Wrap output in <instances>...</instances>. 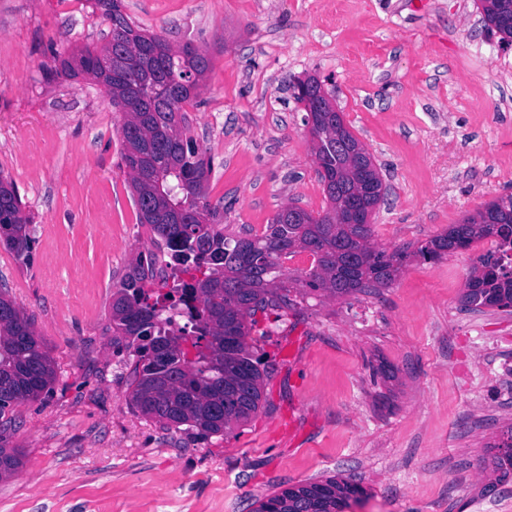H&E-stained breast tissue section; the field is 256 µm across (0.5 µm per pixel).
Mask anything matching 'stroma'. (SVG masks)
Listing matches in <instances>:
<instances>
[{
    "mask_svg": "<svg viewBox=\"0 0 512 512\" xmlns=\"http://www.w3.org/2000/svg\"><path fill=\"white\" fill-rule=\"evenodd\" d=\"M211 69L190 129L212 160L210 203L230 236L283 207L327 203L295 79L314 75L386 188L373 241L421 242L512 193V46L474 0H122ZM83 0H0V172L31 230L0 248V287L31 319L56 373L17 405L0 444V512H253L338 476L365 493L345 512H512L494 442L512 427V309L460 303L479 245L413 258L387 288L291 291L250 337L271 372L245 424L168 429L131 399L135 352L110 329L112 294L151 249L121 161L120 112L54 58L102 46Z\"/></svg>",
    "mask_w": 512,
    "mask_h": 512,
    "instance_id": "obj_1",
    "label": "stroma"
}]
</instances>
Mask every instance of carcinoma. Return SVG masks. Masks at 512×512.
<instances>
[{
	"label": "carcinoma",
	"instance_id": "cac0c4a2",
	"mask_svg": "<svg viewBox=\"0 0 512 512\" xmlns=\"http://www.w3.org/2000/svg\"><path fill=\"white\" fill-rule=\"evenodd\" d=\"M111 27L112 50L88 46L57 57L55 74L89 76L122 106V162L129 174L140 224L169 258L173 273L196 272L191 287L202 303L195 334L166 330L181 299L151 296L158 253L139 254L112 294V335L136 346L131 397L146 417L168 429L186 425L202 435L219 434L257 412L267 369L249 345L247 318L267 309H286L292 285L345 297L386 288L411 258L436 261L477 240L497 236L512 244V194L488 202L476 214L429 239L392 253L375 248L372 224L352 214L358 205L375 213L383 184L371 155L345 126L341 112L316 76L294 85L295 99L311 100L317 136L311 138L328 208L315 216L295 206L282 224L274 215L261 235L228 238L211 206L205 184L211 172L196 141L187 135L184 105L198 97L211 59L196 47L174 48L166 38L144 32L121 0H95ZM485 27L512 44V0H478ZM29 219L12 180L0 175V246L17 256L30 249ZM307 252L314 265L301 279L288 280L282 257ZM461 302L468 307L512 303V269L500 258H478ZM55 380V370L25 313L0 291V419L22 402L38 399ZM495 468L512 472V428ZM363 487L335 476L288 487L258 502L255 512H343Z\"/></svg>",
	"mask_w": 512,
	"mask_h": 512
}]
</instances>
